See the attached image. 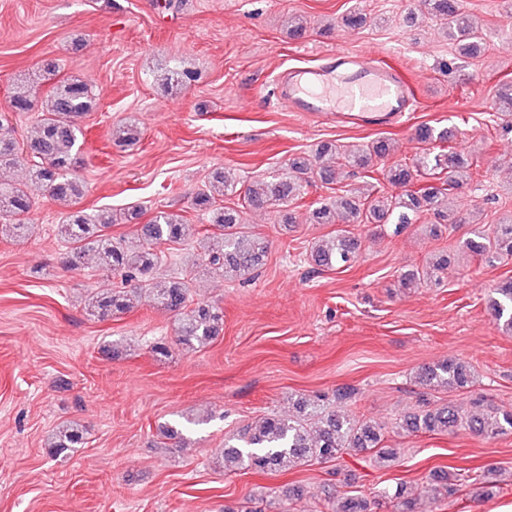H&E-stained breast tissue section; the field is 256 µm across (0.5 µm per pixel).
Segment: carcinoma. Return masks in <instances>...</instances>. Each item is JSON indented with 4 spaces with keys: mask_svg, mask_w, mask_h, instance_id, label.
<instances>
[{
    "mask_svg": "<svg viewBox=\"0 0 512 512\" xmlns=\"http://www.w3.org/2000/svg\"><path fill=\"white\" fill-rule=\"evenodd\" d=\"M421 7L446 25L463 53L473 54L480 49L479 31L457 0H421ZM56 72L57 65L49 62L30 74L25 90L11 96L10 111L0 113V171L22 161L27 169L23 184L0 180V234L14 239L28 234L26 221L34 205V191L45 190L54 200L71 204L85 190L84 182L73 175L82 134L77 119L94 108L95 98L88 84L72 76L58 79L49 93L38 96V85ZM15 112L34 113L33 129L21 143L11 134V114ZM496 117L502 121L512 118V86L506 85L500 91ZM140 135L141 128L135 121L113 130L120 143H132ZM417 138L427 148L411 164L390 161L392 141L378 138L363 147L322 144L312 157L293 160L289 172L272 175L259 185L230 183L217 169L209 187L193 199L194 210L205 216L207 223L190 224L179 213L159 211L137 230L138 244L133 248L127 246L126 240H115L105 233L117 221L112 209L95 213L72 210L56 225L57 235L66 244L65 265L77 269L90 263L98 271L121 277V285L88 298L89 315L105 319L123 314L132 307L134 295L145 291L158 308L176 315L181 345L203 348L223 332L224 309L208 301L193 302L194 270L177 280L164 277L160 273L164 255L156 250L158 245L183 244L194 238L203 248V265L226 280L246 276L262 264L269 243L245 231L242 211L222 205V197L241 196L245 206L254 209L278 205L283 208L281 223L291 224L293 217L286 207L301 198L303 185L315 181L333 185L339 169L379 172L401 192L356 196L343 190L327 202L310 205L311 223L404 226L425 211L433 217L430 232L437 236L448 226V196L468 184L476 161L450 145L453 137L446 129L424 125L418 129ZM464 248L469 256L487 263L511 259L512 222L496 224L489 232L474 231ZM359 249V240L350 230L338 229L331 241L313 245L310 256L315 266L338 270L350 266ZM454 262L453 255L442 253L431 264L404 272L399 287L425 288L448 273ZM488 307L502 330L512 333V280L493 288ZM415 378L427 390L463 391L476 383L472 367L456 358L422 365ZM292 408L293 414L286 418L269 412L242 433L225 438L224 470L286 472L309 462H333L345 454L369 457L378 465L393 457L384 445L382 428L369 420L340 414L320 397L297 395ZM395 429L415 435L467 430L480 437L495 438L512 432V411L486 405L478 397L472 399L469 410L447 404L411 412L396 423ZM157 433L171 447L182 439V429L175 425L162 424ZM84 444L83 430L66 424L58 428L50 444L51 455L66 456ZM463 480L465 476L458 468H438L432 471L426 489L437 500L454 493L456 483ZM384 497L394 503L396 512H418L417 498L402 482L385 491ZM336 512L373 509L366 497L346 493L337 500Z\"/></svg>",
    "mask_w": 512,
    "mask_h": 512,
    "instance_id": "obj_1",
    "label": "carcinoma"
}]
</instances>
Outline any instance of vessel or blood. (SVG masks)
<instances>
[{"instance_id":"obj_1","label":"vessel or blood","mask_w":512,"mask_h":512,"mask_svg":"<svg viewBox=\"0 0 512 512\" xmlns=\"http://www.w3.org/2000/svg\"><path fill=\"white\" fill-rule=\"evenodd\" d=\"M277 89L289 111L333 114L364 124L396 120L415 103L413 84L398 67L342 50L327 53L316 66L283 71Z\"/></svg>"}]
</instances>
